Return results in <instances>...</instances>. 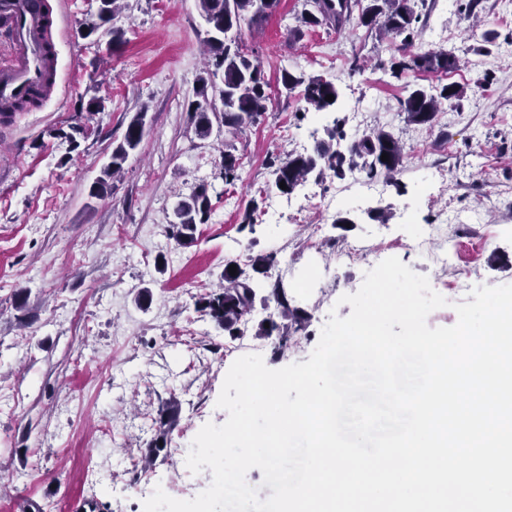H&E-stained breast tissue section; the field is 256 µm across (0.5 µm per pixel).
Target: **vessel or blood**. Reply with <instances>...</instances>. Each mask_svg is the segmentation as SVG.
<instances>
[{"mask_svg": "<svg viewBox=\"0 0 512 512\" xmlns=\"http://www.w3.org/2000/svg\"><path fill=\"white\" fill-rule=\"evenodd\" d=\"M0 29L10 42V54L0 61V105L14 102L31 89L49 95L44 81L41 48L53 27L36 0H0Z\"/></svg>", "mask_w": 512, "mask_h": 512, "instance_id": "vessel-or-blood-1", "label": "vessel or blood"}]
</instances>
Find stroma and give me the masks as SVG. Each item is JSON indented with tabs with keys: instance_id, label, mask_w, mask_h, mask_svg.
Returning a JSON list of instances; mask_svg holds the SVG:
<instances>
[{
	"instance_id": "1",
	"label": "stroma",
	"mask_w": 512,
	"mask_h": 512,
	"mask_svg": "<svg viewBox=\"0 0 512 512\" xmlns=\"http://www.w3.org/2000/svg\"><path fill=\"white\" fill-rule=\"evenodd\" d=\"M61 10L54 35L55 87L39 108L0 113V512H143L155 487L188 500L212 473L186 466L199 430L223 424L217 408L225 376L239 357L261 355L280 369L307 361L330 312L347 317L340 298L389 257L426 276L447 304L430 327L457 322L455 304L469 288L512 284V0H422L414 49L455 54L449 74L406 72L395 78L353 57L389 59L397 42L358 21L344 29L307 27L309 0H281L265 23L243 27L270 83L268 110L235 133L199 138L193 105L204 71L209 27L199 0H123L114 19L124 42L109 48L87 33L99 0H49ZM324 76L339 89L331 112H302L286 93L282 71ZM461 85L431 125L410 124L398 101L411 87L437 93ZM103 110L81 121L89 99ZM144 134L107 194L91 187L122 143L136 113ZM342 120L347 139L381 127L409 153L396 181H308L285 196L273 187V162L310 151ZM85 123L76 142L62 130ZM241 159L238 178L218 176L225 145ZM206 186L212 209L196 241L169 235L179 196ZM328 208L308 205L311 196ZM257 201L254 232L240 231ZM446 224L435 250L454 245L447 266L433 264L420 240ZM365 250L347 254L349 245ZM273 252L270 281H282L309 322L286 350L259 335L274 305L256 303L244 337L224 335L199 311L227 261ZM25 307H17L18 292ZM179 403L162 449L148 456L159 412Z\"/></svg>"
}]
</instances>
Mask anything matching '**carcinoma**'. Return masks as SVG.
Masks as SVG:
<instances>
[{
	"instance_id": "obj_1",
	"label": "carcinoma",
	"mask_w": 512,
	"mask_h": 512,
	"mask_svg": "<svg viewBox=\"0 0 512 512\" xmlns=\"http://www.w3.org/2000/svg\"><path fill=\"white\" fill-rule=\"evenodd\" d=\"M359 24L368 30H375L382 35L401 38V47L386 62L380 63L384 71L399 78L402 74L413 71L421 73L448 72L458 68L459 59L441 49H427L417 53L408 52L417 33L416 24L420 14L416 11L417 0H312L313 10L302 13L300 20L308 26L326 25L336 30L344 28L351 20L353 7L360 2ZM202 16L209 25L213 36L208 44L213 53L212 67L201 78L208 84L219 76L222 88L219 92L221 107L209 103H195L194 114L199 136L207 138L212 131L210 115H220V122L225 128L240 130L248 123H254L266 112L270 85L265 78L260 63L249 57L242 48V24H260L266 21L279 6L280 0H199ZM118 0H100L98 19L88 29L93 33L99 25L112 21L118 12ZM281 83L287 93L299 91V99L305 104V110L330 112L335 110L339 100V91L332 81L323 76L304 77L285 71ZM331 94L334 100H325ZM462 90L455 84L442 86L439 96L429 95L422 88L410 90L407 97L400 101L401 110L405 112L408 122L416 125L430 123L437 110L439 100H458ZM144 132L143 113H138L128 125L124 141L112 149L111 160L103 168L102 175L92 187V195L103 197L107 193L108 179L123 169L129 151L141 142ZM346 134L341 123L325 129V137L316 141L311 152L288 153L279 160L273 170L275 189H280V182H285L290 194L303 185L309 176L321 180L326 176L343 178L346 171L359 169L366 178L372 180L379 176L395 178L404 159V147L392 133L380 128L363 134L353 141L347 150L341 149V141ZM388 154L389 160H381L382 154ZM240 158L231 150L224 151L220 162V172L225 183L237 180ZM211 212V202L205 186L195 189L189 196L182 198L175 208L176 222L170 226V235L180 246L188 247L195 243L197 226L207 223ZM277 263L275 253L258 254L248 257V269L238 266L230 260L224 265V288L213 291L202 298L201 310L230 336L244 334L249 317L254 311L256 298L263 304H276L279 320L267 319L268 325H260L258 335L276 334L281 345H287L291 335L304 329L308 321L305 311L291 306L288 294L279 283L275 284L266 295L258 293L265 289V278L269 270ZM237 266L236 274L229 273V266ZM179 405L170 401L163 410L159 421V436L151 444L149 454L160 450L164 436L174 427L178 420Z\"/></svg>"
}]
</instances>
